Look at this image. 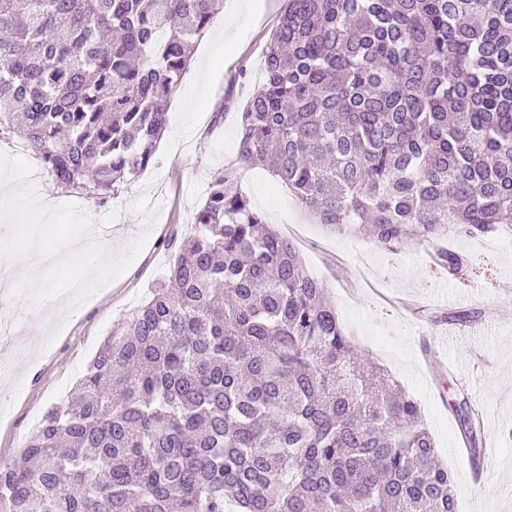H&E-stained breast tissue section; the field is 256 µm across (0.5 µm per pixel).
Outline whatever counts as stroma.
Returning a JSON list of instances; mask_svg holds the SVG:
<instances>
[{
	"mask_svg": "<svg viewBox=\"0 0 512 512\" xmlns=\"http://www.w3.org/2000/svg\"><path fill=\"white\" fill-rule=\"evenodd\" d=\"M283 0H224L196 46L170 98L168 128L180 139L158 142L153 162L133 183L101 204L54 190L57 203L75 204L93 223L108 224L106 246L123 256L146 235L126 272L70 314L63 301L36 308L29 297L0 296V460L18 457L33 421L63 400L104 339L163 281V244L190 233L193 214L215 173L230 167L239 140L237 114L261 81L267 42ZM222 122H215L216 113ZM238 185L266 223L293 237L302 258L325 282L341 322L421 407L437 452L455 480L458 512H512V225L477 238L450 235L448 249L467 265L453 273L435 264L429 246L392 249L359 233L315 223L268 170L238 173ZM475 312L473 321L435 323L432 313ZM466 391L481 415V478L460 444L451 408Z\"/></svg>",
	"mask_w": 512,
	"mask_h": 512,
	"instance_id": "obj_1",
	"label": "stroma"
}]
</instances>
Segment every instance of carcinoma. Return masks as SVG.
Returning <instances> with one entry per match:
<instances>
[{
    "label": "carcinoma",
    "mask_w": 512,
    "mask_h": 512,
    "mask_svg": "<svg viewBox=\"0 0 512 512\" xmlns=\"http://www.w3.org/2000/svg\"><path fill=\"white\" fill-rule=\"evenodd\" d=\"M235 164L163 283L0 463V512H456L418 404L236 170L385 247L512 224V0H284ZM224 0H0V135L102 203L151 164ZM474 467L479 414L452 403Z\"/></svg>",
    "instance_id": "carcinoma-1"
}]
</instances>
